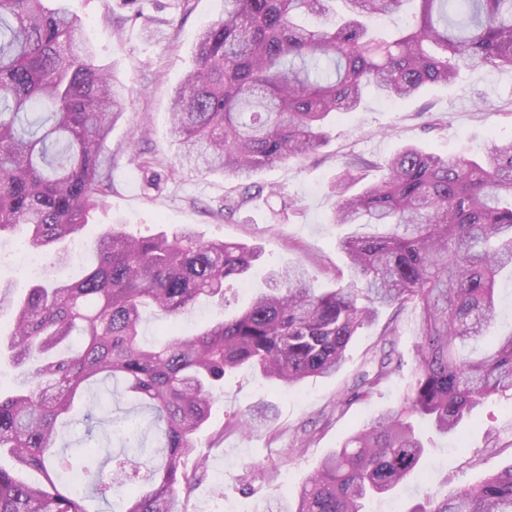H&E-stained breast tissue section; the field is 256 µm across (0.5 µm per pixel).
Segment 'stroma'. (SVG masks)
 Listing matches in <instances>:
<instances>
[{
	"label": "stroma",
	"mask_w": 512,
	"mask_h": 512,
	"mask_svg": "<svg viewBox=\"0 0 512 512\" xmlns=\"http://www.w3.org/2000/svg\"><path fill=\"white\" fill-rule=\"evenodd\" d=\"M78 16L84 33L96 46L100 64L129 89L123 120L112 130V190L102 208L90 217L87 233L94 236L106 225L120 223L136 237L172 233L193 226L204 238L242 242L261 254L250 277L233 283L223 306L199 302L179 322L181 332L229 317L243 310L254 289L264 287L267 270L303 263L315 287L350 284L347 260L338 246L349 233L346 225L330 223L331 184L344 160L360 155L375 162L368 180L379 179L378 163L406 143L450 156L483 153L492 141L512 139V74L491 68L462 70L455 85L429 86L415 98L393 100L366 90L361 106L336 115L326 129L324 145L301 162H284L259 171L275 196L256 194L233 217L223 214L224 200L234 184L223 174L196 175L170 168L175 148L169 132V104L173 90L193 64L195 37L206 24L219 19L224 0H65ZM142 161H132V149ZM25 238L0 243V280L14 281L10 295L0 300V334L13 327L16 298L36 274L60 280L81 276L93 260L80 244L70 247L71 260L51 265L39 255V271L19 263ZM396 318L389 343L404 368L392 375L371 397L345 412L336 400L353 386L377 346L389 318ZM416 314L399 316L380 310L377 321L360 329L346 351L341 371L329 378L311 379L288 389L242 369L227 376L224 391L212 408L208 423L197 433L207 459L204 476L182 496L184 512H255L263 498L289 496L311 475L321 458L340 447L366 420L396 406L415 364ZM270 403L276 419L250 435L231 423L253 406ZM497 430V447H487L485 434ZM310 434L305 453H290L293 435ZM512 464V410L500 397L489 399L457 436L435 438L421 475L392 496L369 503V512H405L423 493L445 494L476 482L488 472ZM263 474L254 479L253 467Z\"/></svg>",
	"instance_id": "1"
}]
</instances>
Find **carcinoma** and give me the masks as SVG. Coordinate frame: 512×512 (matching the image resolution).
I'll return each mask as SVG.
<instances>
[{"mask_svg": "<svg viewBox=\"0 0 512 512\" xmlns=\"http://www.w3.org/2000/svg\"><path fill=\"white\" fill-rule=\"evenodd\" d=\"M47 0H0V239L23 228L29 246L64 263L57 250L84 239L90 214L112 188L107 141L125 112L127 89L97 63L79 17ZM224 0V15L197 34L193 68L171 96L174 164L221 172L248 200L258 171L301 161L321 146L328 118L356 110L367 88L391 99L452 83L461 69L512 71V0ZM415 4L408 28L379 37L377 17ZM305 15L323 18L316 26ZM372 162L356 155L332 187L329 223L355 231L338 242L361 287L318 291L299 265L271 269L274 284L239 315L185 336L170 328L143 343V314L175 321L200 298L224 304L229 281L259 259L246 243L205 240L191 226L134 237L113 224L90 242L95 266L79 281L28 288L5 337L19 386L0 389V512H179L181 494L200 478L205 458L196 434L208 422L224 378L241 367L294 388L339 372L358 330L392 309L418 311L416 367L399 405L364 422L325 456L291 497L267 512H364L417 474L427 446L416 428L428 420L451 435L487 399L512 400V330L479 351L497 318L495 282L512 272V140L483 157L441 156L406 144L377 183ZM352 398L368 397L402 359L380 350ZM119 381L147 410L158 446L142 436L126 448L144 458H112L94 472L56 447L73 411L88 434L112 412L84 398ZM276 417L264 404L234 421L251 433ZM407 512H512V465L427 497Z\"/></svg>", "mask_w": 512, "mask_h": 512, "instance_id": "carcinoma-1", "label": "carcinoma"}]
</instances>
